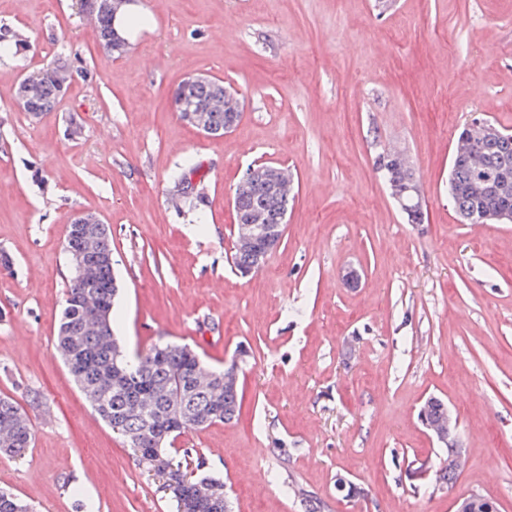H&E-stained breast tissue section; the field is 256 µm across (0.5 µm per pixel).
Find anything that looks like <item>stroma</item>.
<instances>
[{
    "label": "stroma",
    "instance_id": "obj_1",
    "mask_svg": "<svg viewBox=\"0 0 512 512\" xmlns=\"http://www.w3.org/2000/svg\"><path fill=\"white\" fill-rule=\"evenodd\" d=\"M147 23L108 57L82 0H0L35 52L0 57V395L33 427L0 488L32 512H173L158 480L94 413L53 349L75 213L112 231L114 332L131 353L189 345L223 368L246 349L238 420L187 431L232 512H451L478 493L512 512V224L462 223L453 145L473 114L512 128V0H140ZM71 62L57 108L32 118L16 85ZM207 75L244 103L221 137L179 118L172 93ZM82 127L79 138L66 133ZM400 144L427 206L407 223L378 178ZM288 169L295 201L259 271L231 264L233 186ZM194 169L202 203L173 202ZM362 275L359 287L342 277ZM457 419L466 462L419 420ZM346 478L363 488L346 498ZM431 398V397H430ZM431 398L430 404L427 409V419L429 422L436 427L442 429L448 437V458L445 460V465L441 469L442 479L446 484H453L457 479L458 472L456 469V457L461 448L454 443L453 431H450L448 435L449 423H448V406L438 398ZM451 415V414H450ZM424 410L420 411V420L423 425L433 434V436L439 441L443 442L446 436L439 430L434 429L427 421Z\"/></svg>",
    "mask_w": 512,
    "mask_h": 512
}]
</instances>
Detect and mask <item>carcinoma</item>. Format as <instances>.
<instances>
[{
	"instance_id": "obj_1",
	"label": "carcinoma",
	"mask_w": 512,
	"mask_h": 512,
	"mask_svg": "<svg viewBox=\"0 0 512 512\" xmlns=\"http://www.w3.org/2000/svg\"><path fill=\"white\" fill-rule=\"evenodd\" d=\"M86 9L97 19V33L107 54L112 55L109 37L112 14L104 0H85ZM30 48L29 42L10 29H0V53ZM69 64L59 62L36 72L34 94L22 109L33 118L52 111L67 87L62 75ZM174 101L184 110L208 113L209 135L221 137L226 127L240 120L242 104L227 90L224 81L202 78L179 84ZM374 167L387 187L398 189L417 181L395 152L378 153ZM448 195L460 219L478 223V213L488 208H512V132L501 129L497 135L475 132L465 126L454 145L448 175ZM290 191L273 166L260 165L243 175L233 189L237 216L246 219L263 215V224L283 232ZM98 244L87 246L85 228L71 224L66 245L73 268H87L94 274L91 291L101 307L98 327L81 302L84 288L78 276L71 278L62 317L54 339V350L63 359L70 375L94 410L132 448L145 470L162 481L175 512H229L224 504V480L204 473L202 458L191 457L190 449L177 455L165 443L182 431L233 420L241 407L240 388H224V373L237 370L232 362L213 372L212 390L197 385L203 365L188 346L155 344L146 354L130 358L117 343L113 330L112 308L116 283L112 275V234L107 225H97ZM269 255L266 241L255 237L248 249H234L232 261L239 271L257 270ZM429 422L448 431V406L430 399ZM33 430L23 409L9 397H0V454L11 458L24 455L32 443ZM459 448L448 435V458L442 479L453 484L457 479L456 457ZM0 512H28L26 505L7 490H0Z\"/></svg>"
}]
</instances>
